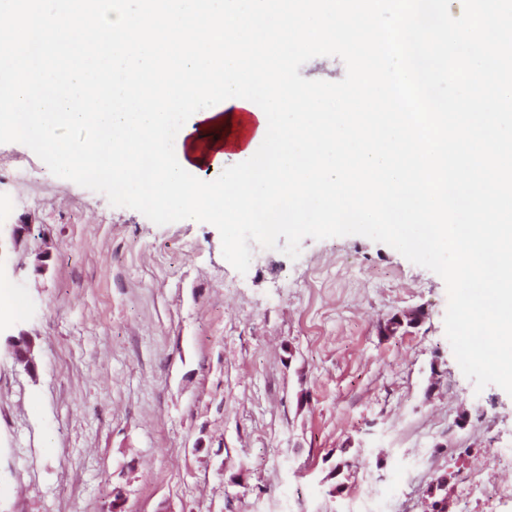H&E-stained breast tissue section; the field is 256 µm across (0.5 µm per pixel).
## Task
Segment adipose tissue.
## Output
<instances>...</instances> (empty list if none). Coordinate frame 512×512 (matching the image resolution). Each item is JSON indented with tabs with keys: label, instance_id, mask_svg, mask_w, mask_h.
<instances>
[{
	"label": "adipose tissue",
	"instance_id": "1",
	"mask_svg": "<svg viewBox=\"0 0 512 512\" xmlns=\"http://www.w3.org/2000/svg\"><path fill=\"white\" fill-rule=\"evenodd\" d=\"M259 117L229 103L226 110L199 116L181 140V158L190 167L217 165L224 157L246 151L257 135Z\"/></svg>",
	"mask_w": 512,
	"mask_h": 512
}]
</instances>
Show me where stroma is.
Here are the masks:
<instances>
[{
  "mask_svg": "<svg viewBox=\"0 0 512 512\" xmlns=\"http://www.w3.org/2000/svg\"><path fill=\"white\" fill-rule=\"evenodd\" d=\"M0 283L23 316L0 318V512H422L450 473L448 512H512L463 498L489 449H512V395L476 391L446 338L434 272L360 236L252 245L247 273L209 223L157 225L0 144ZM52 258L33 271L39 251ZM420 308L388 339L378 324ZM27 333L36 374L5 344ZM340 468L344 488L330 496Z\"/></svg>",
  "mask_w": 512,
  "mask_h": 512,
  "instance_id": "35a3bbf8",
  "label": "stroma"
}]
</instances>
